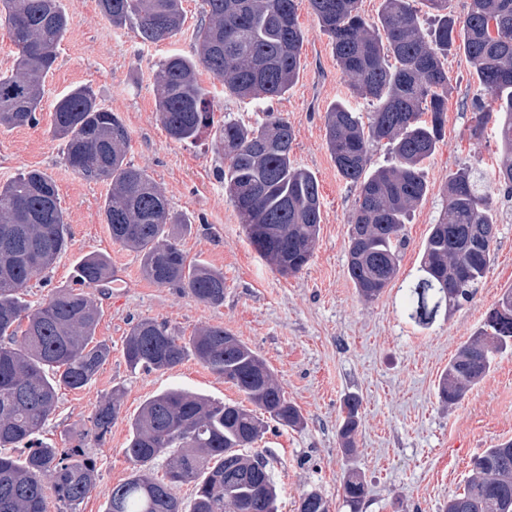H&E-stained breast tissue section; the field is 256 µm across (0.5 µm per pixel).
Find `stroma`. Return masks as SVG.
Returning a JSON list of instances; mask_svg holds the SVG:
<instances>
[{
    "label": "stroma",
    "instance_id": "1",
    "mask_svg": "<svg viewBox=\"0 0 512 512\" xmlns=\"http://www.w3.org/2000/svg\"><path fill=\"white\" fill-rule=\"evenodd\" d=\"M68 31L58 61L45 79L38 125L0 127V184L37 169L55 182L71 228L66 253L32 280L23 298L37 307L74 287L83 256L99 253L126 269L122 287L94 289L100 311L97 339L112 348L95 380L78 390L61 389L42 437L69 447L100 401L120 390V415L102 443L89 444L98 478L78 512H104L112 488L131 467L125 456L130 420L149 398L171 388L217 402L246 403V396L195 358L166 371H131L122 355L131 327L144 318L167 323L188 337L198 328L224 326L265 360L303 423L288 428L268 422L249 454L262 455L278 487V512H295L300 497L318 492L330 512H349L343 502L347 470L366 481L362 512H444L462 493L473 462L484 449L512 440V349L496 354L489 372L460 402L448 406L437 389L449 361L483 325L502 292L512 288V193L497 189L496 237L489 270L475 298L421 327L403 312L406 285L418 274L423 244L448 203V176L463 165L493 172L503 154L495 124L474 133L479 82L461 48L444 61L450 78L444 136L424 164L428 191L405 222L406 245L395 280L377 299L362 298L348 273L349 221L358 190L337 171L326 142L324 116L342 102L366 113L349 78L336 63L308 0H297L304 32L301 69L293 88L263 104L225 94L220 81L201 72L215 121L232 117L251 125L264 107L287 119L294 133L293 158L319 183L322 223L314 254L299 273L283 276L251 245L227 200L224 159L212 130L192 142L170 140L156 110L158 66L171 55L193 56L202 0H183L186 21L179 34L145 43L130 29L113 27L99 0H59ZM91 87L99 102L119 115L130 135L128 159L162 187L171 210L186 225L178 243L190 261L224 274V303L214 307L178 289L161 287L142 274L140 256L112 240L101 207L106 181H87L63 159L64 144L51 132L56 100L76 86ZM361 401L357 451L345 455L338 429L348 395Z\"/></svg>",
    "mask_w": 512,
    "mask_h": 512
}]
</instances>
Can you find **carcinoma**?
<instances>
[{
  "label": "carcinoma",
  "instance_id": "1",
  "mask_svg": "<svg viewBox=\"0 0 512 512\" xmlns=\"http://www.w3.org/2000/svg\"><path fill=\"white\" fill-rule=\"evenodd\" d=\"M202 2L195 55H173L155 75L156 110L177 143L197 139L210 123L198 69L220 80L225 93L264 102L285 95L301 67L304 33L296 0ZM426 2L434 16L429 28L412 0H382L376 23L361 15L360 0H309L354 93L372 104L366 117L343 103L325 115L336 169L358 189L348 273L362 298H378L398 273L405 221L427 192L423 165L444 133L450 82L443 59L453 47L463 48L481 86L475 130L492 118L497 124L504 159L492 177L469 165L448 177V206L432 225L420 275L405 294L403 312L421 326L442 308L451 311L473 299L491 262L493 242L482 237L484 229L496 227L491 191L512 188V0H471L459 19L448 15V0ZM100 4L112 26H130L144 42L171 38L184 24L182 0ZM0 18L17 50L11 73L0 74V127L34 124L67 17L59 0H0ZM52 132L65 142L68 167L86 180L110 183L105 222L114 243L142 255L144 276L212 306L223 304L224 273L187 260L177 242L184 223L159 185L127 159L129 133L120 117L89 88L76 87L56 100ZM383 140L393 164L372 171L371 146ZM292 144L288 121L269 109L254 126L226 120L214 132L215 149L224 155L227 199L258 254L283 276L308 264L322 223L318 182L291 160ZM68 246L66 217L50 177L33 170L0 185V512H47L49 488L58 512H76L97 479L85 442L102 441L120 414V392L114 389L78 444L58 448L40 438L58 391L86 386L111 355V347L95 338L99 309L89 292L112 277L105 256L83 258L78 287L34 309L22 300L27 284ZM509 346L512 288L449 361L438 384L441 402L463 399L490 370L495 353ZM190 355L237 387L254 408L179 389L147 400L130 423V476L112 488L105 512H277L268 462L240 450L264 434V415L295 428L303 423L299 409L263 359L222 325L185 338L164 323L142 319L123 344L133 370H171ZM359 407L357 396L346 398L338 438L348 454L355 451ZM163 455L160 479L154 465ZM184 483L195 485L188 508L174 493ZM342 490L351 512H360L364 478L348 474ZM297 512H328V506L310 491L300 497ZM445 512H512L511 440L474 460L465 489L448 500Z\"/></svg>",
  "mask_w": 512,
  "mask_h": 512
}]
</instances>
